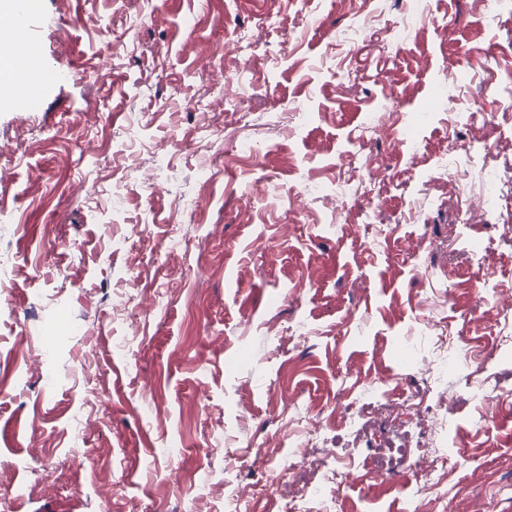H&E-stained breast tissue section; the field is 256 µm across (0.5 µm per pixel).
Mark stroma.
<instances>
[{"instance_id":"obj_1","label":"stroma","mask_w":512,"mask_h":512,"mask_svg":"<svg viewBox=\"0 0 512 512\" xmlns=\"http://www.w3.org/2000/svg\"><path fill=\"white\" fill-rule=\"evenodd\" d=\"M23 37L68 79L0 108V512H224L234 487L287 512L313 423L298 482L404 512L421 472L372 474L379 404L426 393L438 448L471 452L426 512H512V183L471 214L512 161V4L39 0Z\"/></svg>"}]
</instances>
